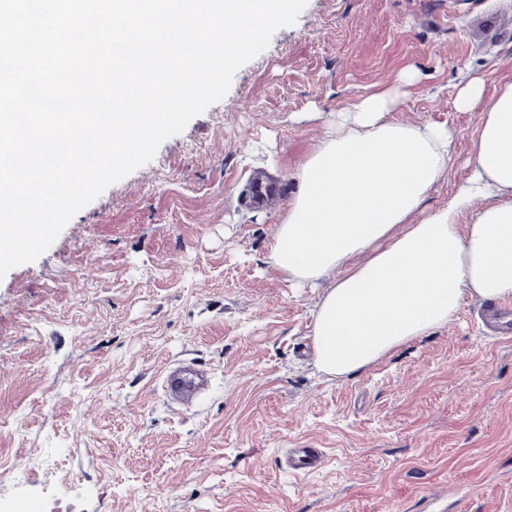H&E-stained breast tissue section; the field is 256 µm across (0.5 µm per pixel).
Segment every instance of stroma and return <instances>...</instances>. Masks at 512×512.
Here are the masks:
<instances>
[{
  "mask_svg": "<svg viewBox=\"0 0 512 512\" xmlns=\"http://www.w3.org/2000/svg\"><path fill=\"white\" fill-rule=\"evenodd\" d=\"M486 95L512 82V0H307L225 96L77 212L0 280V512H410L464 491L512 512V340L481 336L482 302L344 377L314 364L319 286L272 266L293 174L338 110L396 89L394 119L457 135L423 208L467 174ZM280 181L244 202L251 170ZM205 366L196 408L164 403L169 362ZM328 452L292 476L282 449ZM484 85L478 78L470 79L458 91L455 105L460 111H469L484 98Z\"/></svg>",
  "mask_w": 512,
  "mask_h": 512,
  "instance_id": "obj_1",
  "label": "stroma"
}]
</instances>
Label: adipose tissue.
<instances>
[{"mask_svg":"<svg viewBox=\"0 0 512 512\" xmlns=\"http://www.w3.org/2000/svg\"><path fill=\"white\" fill-rule=\"evenodd\" d=\"M381 90L336 117L294 176L271 264L326 280L313 336L316 365L345 376L448 324L465 298H512V83L492 97L473 78L455 105H482L469 174L446 205L419 216L453 160L444 126L392 119Z\"/></svg>","mask_w":512,"mask_h":512,"instance_id":"1","label":"adipose tissue"}]
</instances>
